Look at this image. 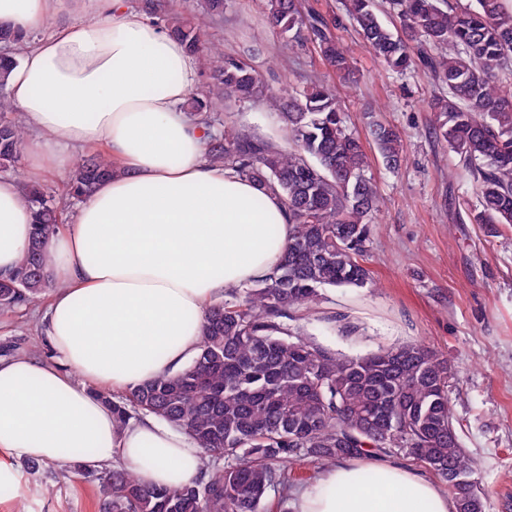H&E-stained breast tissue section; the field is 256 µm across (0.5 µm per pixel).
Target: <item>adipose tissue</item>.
Segmentation results:
<instances>
[{"mask_svg": "<svg viewBox=\"0 0 512 512\" xmlns=\"http://www.w3.org/2000/svg\"><path fill=\"white\" fill-rule=\"evenodd\" d=\"M0 23L35 33L8 77L31 131L32 178L64 174L99 147L112 176L46 244L55 362L0 360V485L13 461L121 460L150 486L193 482L204 460L179 428L148 415L117 427L94 391L180 371L225 291L265 278L292 236L280 197L205 160L184 105L198 62L125 0H0ZM33 215L0 180V277L32 241ZM276 234H269V227ZM375 477L364 485L363 472ZM295 512H456L419 472L386 458L342 460L303 488Z\"/></svg>", "mask_w": 512, "mask_h": 512, "instance_id": "adipose-tissue-1", "label": "adipose tissue"}]
</instances>
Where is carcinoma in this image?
Here are the masks:
<instances>
[{"mask_svg":"<svg viewBox=\"0 0 512 512\" xmlns=\"http://www.w3.org/2000/svg\"><path fill=\"white\" fill-rule=\"evenodd\" d=\"M392 0L402 34L392 33L372 0H345L346 12L388 67L404 73L420 62L447 88L432 103L435 138L463 157L479 206L474 224L512 225V10L504 0ZM271 23L290 46L308 32L331 69L352 67L327 24L306 18L297 0H265ZM141 11L164 22L201 68L224 90L213 101L191 95L187 116L207 129L206 159L278 193L288 209L292 240L276 269L224 295L209 310L197 355L173 376L138 384L118 397L95 396L112 408L119 426L153 415L183 430L207 460L206 477L176 487L141 483L125 468L97 478L99 512H279L289 490L304 482L296 462L333 464L381 455L424 464L448 483L457 512H486L475 480L479 463L463 447L448 392L456 373L423 344L381 348L350 357L304 337L289 321L311 310L327 288L372 283L365 265L378 191L366 178V145L347 129L331 89L314 83L287 95L267 89L243 59L226 57L200 22L171 12L167 0H142ZM16 57L0 56V172L21 160L25 127L13 117L7 75ZM267 97L288 131L289 146L230 123L211 130L210 110L230 99ZM366 130L385 164L401 161L397 133L371 119ZM112 176L96 153L67 175V195L83 196ZM21 194L34 215V236L17 268L0 280V309L40 298L54 287L45 244L66 211L38 184ZM473 480L459 489L453 476Z\"/></svg>","mask_w":512,"mask_h":512,"instance_id":"cac0c4a2","label":"carcinoma"}]
</instances>
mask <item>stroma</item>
I'll return each instance as SVG.
<instances>
[{"label": "stroma", "instance_id": "stroma-1", "mask_svg": "<svg viewBox=\"0 0 512 512\" xmlns=\"http://www.w3.org/2000/svg\"><path fill=\"white\" fill-rule=\"evenodd\" d=\"M199 16L210 40L225 55L245 59L273 90L328 84L346 124L364 135V113L391 126L403 143L398 169L368 148L365 174L381 198L373 214L367 265L370 288H331L300 326L309 338L349 356L423 343L437 350L459 375L449 392L462 443L478 460V478L489 512H512V225L471 223L455 202H474L470 175L459 156L432 135L430 101L441 87L423 66L400 74L369 49L347 18L342 0H300L303 15L330 25L356 82L344 81L305 40L283 50L264 0H224L223 16L202 14L200 0H169ZM220 119L280 146L288 135L263 97L224 105ZM46 299L0 310V358L53 361L46 332ZM18 486L0 489V512H97L95 470L67 462L43 472L16 460Z\"/></svg>", "mask_w": 512, "mask_h": 512}]
</instances>
